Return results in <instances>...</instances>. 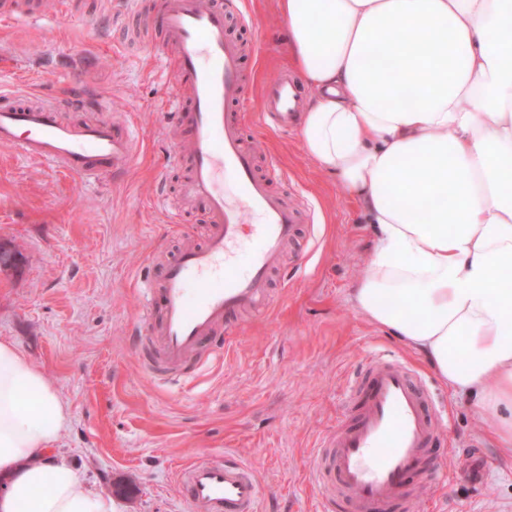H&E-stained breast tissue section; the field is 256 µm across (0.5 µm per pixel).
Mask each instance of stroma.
Returning a JSON list of instances; mask_svg holds the SVG:
<instances>
[{"label": "stroma", "mask_w": 512, "mask_h": 512, "mask_svg": "<svg viewBox=\"0 0 512 512\" xmlns=\"http://www.w3.org/2000/svg\"><path fill=\"white\" fill-rule=\"evenodd\" d=\"M157 5L140 0L127 13L123 0H82V15L71 16L62 0H46L39 19H0V92L98 99L110 119L140 135L126 174L91 186L0 145V243L22 253L19 268L0 271V338L70 402L60 453L119 512H192L179 470L228 448L264 486L262 512H317L311 455L366 358L385 350L418 366L448 411L430 454L448 478L423 479L414 512H512V468L501 463L488 421L352 306L349 288L373 237L360 208L314 164L300 132L283 135L257 120L262 85L291 66L277 0H250L253 27L231 14L226 33L260 43L243 63L251 77L244 137L259 168L278 162L277 190L308 216L287 270L270 278L266 309L236 320L200 375L150 374L155 349L137 283L159 278L185 241L203 242L208 223L202 200L182 210L180 223L167 215L181 209L189 160L172 155L157 57L127 40L140 27L162 43ZM160 195L167 209L157 208Z\"/></svg>", "instance_id": "obj_1"}]
</instances>
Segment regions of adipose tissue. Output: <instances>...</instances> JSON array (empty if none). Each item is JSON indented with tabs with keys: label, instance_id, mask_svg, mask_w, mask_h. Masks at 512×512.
I'll list each match as a JSON object with an SVG mask.
<instances>
[{
	"label": "adipose tissue",
	"instance_id": "1",
	"mask_svg": "<svg viewBox=\"0 0 512 512\" xmlns=\"http://www.w3.org/2000/svg\"><path fill=\"white\" fill-rule=\"evenodd\" d=\"M308 155L375 229L353 306L470 399L512 465V0H278ZM70 405L0 339V512H118Z\"/></svg>",
	"mask_w": 512,
	"mask_h": 512
}]
</instances>
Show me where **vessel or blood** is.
<instances>
[{
  "instance_id": "obj_1",
  "label": "vessel or blood",
  "mask_w": 512,
  "mask_h": 512,
  "mask_svg": "<svg viewBox=\"0 0 512 512\" xmlns=\"http://www.w3.org/2000/svg\"><path fill=\"white\" fill-rule=\"evenodd\" d=\"M243 24L252 16L246 0L228 8L212 0H162L159 21L177 56V93L167 115L189 130L190 174L181 193L206 200L209 230L204 244L184 249L164 267L161 279L144 284L147 308H160L153 326L158 365L166 371L202 367L204 343L217 330L232 334L242 311H262L266 281L297 233L300 213L261 176L245 147L239 112L247 83L245 49L225 33V13ZM42 0H0V18H40ZM261 119L285 131L299 106L296 80L288 71L263 85ZM72 101L0 95V144L95 182L125 173L138 135L106 119L71 123ZM233 182L232 194L220 188ZM259 216L248 224V216ZM445 417L419 371L406 359L380 353L368 357L364 375L352 381L335 429L314 450L311 476L326 512L348 505L352 512H409V503ZM192 512H260L264 488L252 467L234 453L187 465L178 476Z\"/></svg>"
}]
</instances>
